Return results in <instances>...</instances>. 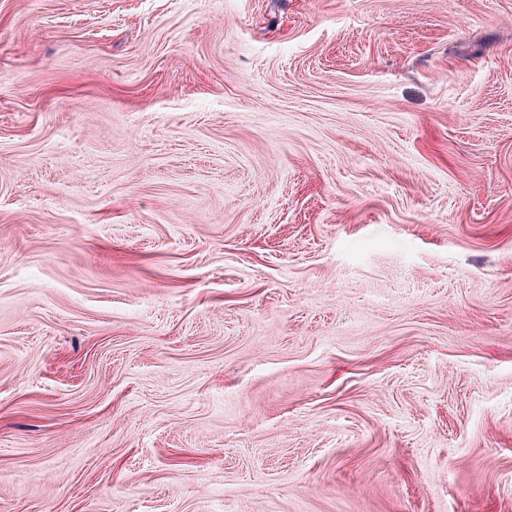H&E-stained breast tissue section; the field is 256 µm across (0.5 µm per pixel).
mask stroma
Returning <instances> with one entry per match:
<instances>
[{
  "label": "stroma",
  "instance_id": "stroma-1",
  "mask_svg": "<svg viewBox=\"0 0 512 512\" xmlns=\"http://www.w3.org/2000/svg\"><path fill=\"white\" fill-rule=\"evenodd\" d=\"M0 512H512V0H0Z\"/></svg>",
  "mask_w": 512,
  "mask_h": 512
}]
</instances>
